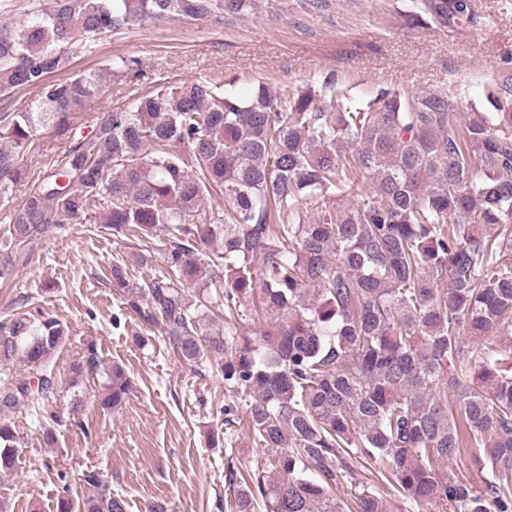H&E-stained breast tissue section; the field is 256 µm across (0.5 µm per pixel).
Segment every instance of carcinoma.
Returning a JSON list of instances; mask_svg holds the SVG:
<instances>
[{
    "label": "carcinoma",
    "mask_w": 512,
    "mask_h": 512,
    "mask_svg": "<svg viewBox=\"0 0 512 512\" xmlns=\"http://www.w3.org/2000/svg\"><path fill=\"white\" fill-rule=\"evenodd\" d=\"M255 0H54L0 27V94L34 88L25 110L0 114V203L42 153V127L64 137L112 76L59 73L101 35L173 18L237 15ZM439 27L471 15L469 0H417ZM467 118L455 94L381 90L365 102L332 75L281 95L246 97L207 79L154 82L129 111L102 110L9 210L0 280L17 249L64 223L106 224L136 240L148 282L110 270L143 328L196 370L247 398L249 433L275 452L267 474L228 466L235 512H342L337 484L352 463L382 465L395 490L437 512H512V82L482 92ZM370 195L349 202L356 180ZM316 210L309 219L306 206ZM224 268V278L210 273ZM252 321L254 338L237 323ZM65 336L48 315L0 323V365L27 375L0 387V415L27 408L46 436L58 380L48 360ZM499 338L496 347L484 340ZM99 360L69 367L78 383ZM131 391L112 366L102 406ZM453 405H448V395ZM478 448L485 486L442 475L463 438ZM22 440L0 420V477L18 471ZM92 496L57 512H125L91 470ZM358 512H394L366 486Z\"/></svg>",
    "instance_id": "obj_1"
}]
</instances>
